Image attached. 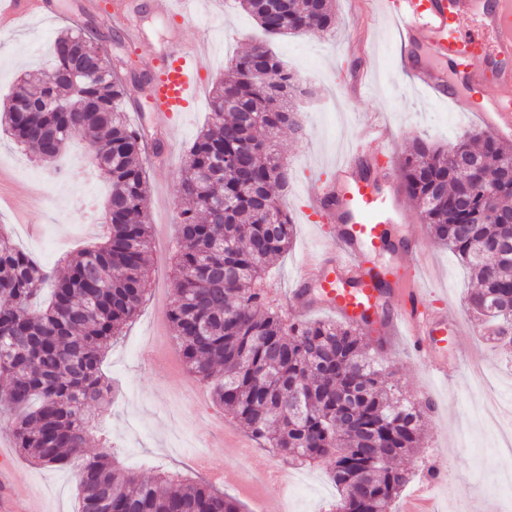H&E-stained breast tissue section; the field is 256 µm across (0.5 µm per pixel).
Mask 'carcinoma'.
Masks as SVG:
<instances>
[{
  "instance_id": "carcinoma-1",
  "label": "carcinoma",
  "mask_w": 512,
  "mask_h": 512,
  "mask_svg": "<svg viewBox=\"0 0 512 512\" xmlns=\"http://www.w3.org/2000/svg\"><path fill=\"white\" fill-rule=\"evenodd\" d=\"M270 39L335 28L334 0H238ZM81 53L87 69L109 57L106 41L74 24L53 43L45 93L67 104L47 112L28 101L24 73L0 104V129L54 162L91 137L92 165L110 184L109 223L99 242L72 255L58 275L18 249L0 227V403L16 414L15 448L35 464L62 467L85 457L78 512H241L207 481L163 474L142 480L114 455H85L109 386L100 363L146 297L147 171L144 133L123 103L128 78L117 69L72 85L64 74ZM312 94L263 45L236 57L214 89L210 120L187 150L174 297L168 321L190 376L213 386L216 402L260 445L291 464L329 465L331 512H391L411 473L394 466L420 448L429 411L406 399L369 353L359 328L290 322L269 296L266 269L292 245L295 225L272 194L288 184L276 138L300 129L291 103ZM482 165L470 182L448 148L412 142L401 178L434 238L465 264L475 288L467 305L498 347L512 349V144L474 128L454 142ZM502 242L496 254L490 244Z\"/></svg>"
}]
</instances>
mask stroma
<instances>
[{
    "label": "stroma",
    "instance_id": "1",
    "mask_svg": "<svg viewBox=\"0 0 512 512\" xmlns=\"http://www.w3.org/2000/svg\"><path fill=\"white\" fill-rule=\"evenodd\" d=\"M54 16L33 17L17 29L0 33V99L28 69L50 66L54 37L73 21L92 19L103 38L111 39L113 54L129 56L136 71L153 74L154 60L167 49L173 33L185 43L203 41L200 87L188 108L185 122L176 133V144L163 159L162 168L148 167L147 215L153 226V249L148 257L150 298L122 341L102 364L112 382V406L108 420L90 436V452L114 453L119 468L150 477L155 472L173 474L183 468L182 458L172 456L168 441L177 423L169 412L171 400L194 386L183 365L159 354L155 335H170L167 322L159 321L158 309L172 300V243L178 238L179 211L183 205L178 184L187 149L209 117L211 90L223 77L231 59L264 38L254 20L233 0H210L209 11L189 21L173 18L166 0H123L129 22L140 34L128 42L108 19L115 0H96L99 10L87 15L85 0H56ZM336 29L329 35L301 33L272 41V49L289 69L297 72L313 94L298 106L301 135L281 131L279 150L288 168V186L279 197L294 224L293 244L268 269L269 295L284 305L294 321H330L326 310L303 311L288 305L286 291L305 256L316 250L333 252L328 223L307 221L301 192L311 180L326 176L347 141L359 138L364 116H374L389 128L390 144L397 157H404L409 143L428 137L441 144L455 141L466 130L478 127L470 113L454 111L435 101L429 92L409 82L398 64L394 30L377 15L375 0H335ZM346 82L343 95H336V80ZM369 89L360 92L356 79ZM108 185L92 168L87 144H70L57 165L36 162L33 153L18 149L0 132V225L12 232L14 244L29 252L42 265L53 268L59 257L74 253L102 236L105 227L104 196ZM396 235L414 234L428 254L434 300L447 304L449 316L468 315L465 295L470 278L455 256L431 235L422 220L395 228ZM377 359L411 400L423 392L434 394L435 411L423 422V445L403 464L412 472L410 484L392 505V512H406L421 489H428L438 512H512V452L496 449L492 420L480 410V395L470 385L471 369L480 366L494 384L503 407L512 408V350L493 347L479 336L448 350L458 361L455 378L434 377L422 359L415 356L403 337L387 344L372 342ZM14 463L24 470L23 488L40 495L47 512H77L74 479L83 460L74 458L62 468H41L14 454ZM281 484L263 483L257 494L233 486L224 492L238 500L242 512H261L280 499L293 512H326L336 489L328 466L313 465L297 473L283 465Z\"/></svg>",
    "mask_w": 512,
    "mask_h": 512
}]
</instances>
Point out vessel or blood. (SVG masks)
<instances>
[{
    "instance_id": "b4317fda",
    "label": "vessel or blood",
    "mask_w": 512,
    "mask_h": 512,
    "mask_svg": "<svg viewBox=\"0 0 512 512\" xmlns=\"http://www.w3.org/2000/svg\"><path fill=\"white\" fill-rule=\"evenodd\" d=\"M407 55L416 84L456 111L475 113L498 139L512 141V0H381ZM54 0H9L0 6V30L25 16L55 14ZM476 19L481 35L465 33L462 19ZM491 42H484V34ZM200 49L172 45L152 82L158 125L176 131L197 85ZM387 130L367 122L337 164L333 182H312L305 208L327 215L334 229L335 257L310 253L290 301L312 307L307 286L317 281L326 308L345 322L375 321L383 334L406 337L436 375H448V345L470 332L447 309L431 308L427 283L417 278L426 253L415 238L396 247L392 230L411 222L396 180V162L385 142ZM18 469L11 451L0 448V512H29L13 492Z\"/></svg>"
}]
</instances>
